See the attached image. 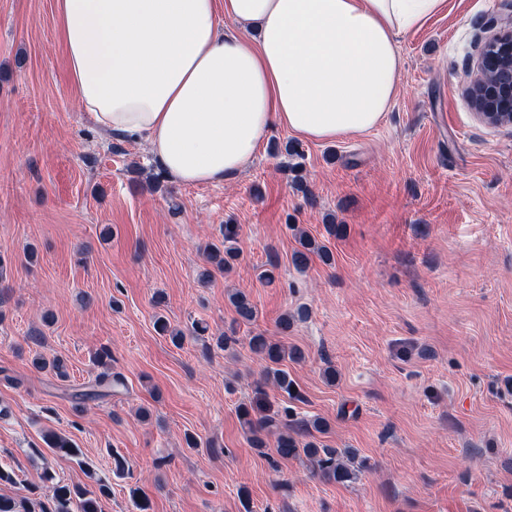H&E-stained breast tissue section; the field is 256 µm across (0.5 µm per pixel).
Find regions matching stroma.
<instances>
[{
	"instance_id": "obj_1",
	"label": "stroma",
	"mask_w": 512,
	"mask_h": 512,
	"mask_svg": "<svg viewBox=\"0 0 512 512\" xmlns=\"http://www.w3.org/2000/svg\"><path fill=\"white\" fill-rule=\"evenodd\" d=\"M510 15L512 0H446L402 38L400 91L375 129L322 143L275 127L232 182L155 185L146 147L73 100L55 0H0V496L50 502L49 472L108 485L101 512H138L135 488L148 512H512V125L482 122L466 95ZM225 224L239 256L201 284ZM300 230L330 262L293 265ZM160 314L181 346L156 332ZM255 334L303 354L283 363L298 397L261 401L326 421L300 439L366 461L355 482L249 445ZM104 347L125 386L92 399ZM51 431L78 456L53 454Z\"/></svg>"
}]
</instances>
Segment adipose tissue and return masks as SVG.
<instances>
[{
	"label": "adipose tissue",
	"mask_w": 512,
	"mask_h": 512,
	"mask_svg": "<svg viewBox=\"0 0 512 512\" xmlns=\"http://www.w3.org/2000/svg\"><path fill=\"white\" fill-rule=\"evenodd\" d=\"M445 0H56L69 91L186 185L221 184L272 127L332 142L377 127L402 37Z\"/></svg>",
	"instance_id": "1"
}]
</instances>
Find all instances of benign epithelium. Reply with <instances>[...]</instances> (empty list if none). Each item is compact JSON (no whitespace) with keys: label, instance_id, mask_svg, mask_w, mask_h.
<instances>
[{"label":"benign epithelium","instance_id":"benign-epithelium-1","mask_svg":"<svg viewBox=\"0 0 512 512\" xmlns=\"http://www.w3.org/2000/svg\"><path fill=\"white\" fill-rule=\"evenodd\" d=\"M480 117L492 124L512 122V25L486 40L480 50L478 73L470 88Z\"/></svg>","mask_w":512,"mask_h":512}]
</instances>
